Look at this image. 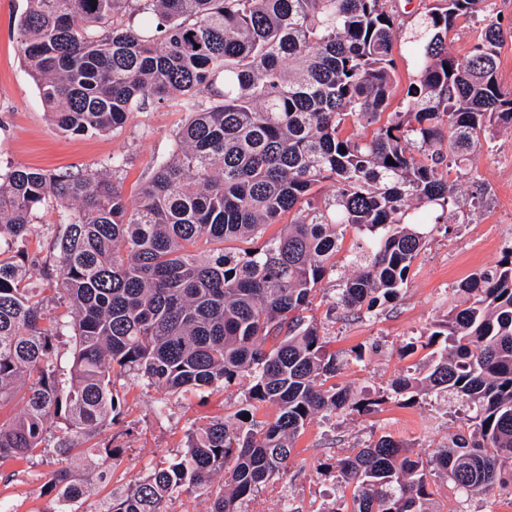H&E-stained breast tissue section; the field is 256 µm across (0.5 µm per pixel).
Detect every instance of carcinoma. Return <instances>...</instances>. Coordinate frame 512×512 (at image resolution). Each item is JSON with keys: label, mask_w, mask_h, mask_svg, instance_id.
I'll return each instance as SVG.
<instances>
[{"label": "carcinoma", "mask_w": 512, "mask_h": 512, "mask_svg": "<svg viewBox=\"0 0 512 512\" xmlns=\"http://www.w3.org/2000/svg\"><path fill=\"white\" fill-rule=\"evenodd\" d=\"M132 1L137 28L122 21ZM417 11L407 32L388 0H25L22 60L60 130L106 133L170 99L189 118L133 205L118 161L87 174L0 168V409L23 401L0 415V461L89 451L121 414L122 377L173 394L246 379L234 421L190 428L178 461L100 512H165L184 492L207 512H249L317 414L374 410L377 400L329 383L341 360L305 312L334 277L349 312L395 302L435 226L480 203L476 152L512 131L489 0H420ZM460 18L480 23L463 56L448 43ZM399 40L416 72L390 112ZM50 200L63 226L52 264L29 249ZM350 230L352 274L338 277ZM44 280L64 296L53 317ZM458 292L430 333L427 369L392 389L466 405L464 427L423 457L382 435L336 458L343 495L329 512H434L442 487L512 490V240ZM59 336L74 342L67 378ZM266 404L278 411L259 421ZM47 489L56 512L86 494L67 468Z\"/></svg>", "instance_id": "obj_1"}]
</instances>
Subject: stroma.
<instances>
[{
  "instance_id": "stroma-1",
  "label": "stroma",
  "mask_w": 512,
  "mask_h": 512,
  "mask_svg": "<svg viewBox=\"0 0 512 512\" xmlns=\"http://www.w3.org/2000/svg\"><path fill=\"white\" fill-rule=\"evenodd\" d=\"M25 0H0V167H26L48 172H83L123 164V190L135 201L149 168L167 158L173 137L188 114L176 102L151 104L128 114L121 128L104 134L73 135L57 128L24 66L15 35V22ZM475 165L486 186L485 205L468 212L464 223L436 231L415 260L409 284L388 307L354 318L335 308L336 283L324 281L323 290L308 316L317 323L345 364L335 383L354 392L385 396L371 415L343 414L316 417L299 437L297 456L283 478L267 485L250 505L251 512H277L287 499L294 512H329L339 497L331 457L347 455L391 434L414 452L434 448L462 426L460 414L420 394L402 405L391 400L392 383L422 371L428 361L426 346L432 326L456 303L458 285L476 271L493 266L504 242L512 240V132H498L491 150L481 151ZM413 352H405L406 344ZM364 347L363 361L350 358ZM244 385H233L205 397L168 395L163 388L131 382L127 401L105 431L119 459L98 451L65 460L45 454L34 463L0 464V501L13 512H53L55 503L44 492L50 474L68 467L78 482L93 490L92 497L75 503L76 512H92L108 490L124 491L167 465L185 449L186 432L202 417L234 413L244 396ZM109 472V485L99 482ZM441 512H512V496L449 493L437 499Z\"/></svg>"
}]
</instances>
